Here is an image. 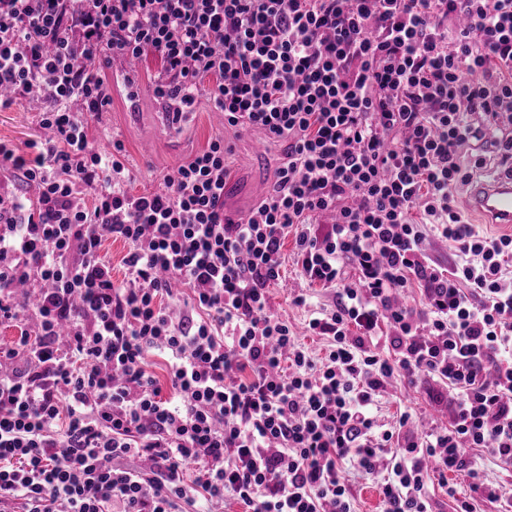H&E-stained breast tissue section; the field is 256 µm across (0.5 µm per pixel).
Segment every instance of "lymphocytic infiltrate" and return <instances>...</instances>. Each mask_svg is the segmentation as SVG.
I'll list each match as a JSON object with an SVG mask.
<instances>
[{
  "instance_id": "f902f5d3",
  "label": "lymphocytic infiltrate",
  "mask_w": 512,
  "mask_h": 512,
  "mask_svg": "<svg viewBox=\"0 0 512 512\" xmlns=\"http://www.w3.org/2000/svg\"><path fill=\"white\" fill-rule=\"evenodd\" d=\"M117 58L157 62L171 123L206 95L286 144L244 220L224 211L220 136L162 190H127L122 144L89 137ZM0 88L49 132L31 158L0 143L19 184L0 186V323L20 328L0 346V512H353L352 471L383 473L386 512H431L433 458L472 480L453 512H512L475 466L512 469V235L454 203L512 173V0H0ZM107 235L129 245L119 284ZM290 236L300 276L338 295L308 321L318 362L267 313ZM419 373L453 391L451 425L383 428L378 396ZM428 254L439 267L447 269L449 264L459 259L455 252L448 246V242L434 236L429 238Z\"/></svg>"
}]
</instances>
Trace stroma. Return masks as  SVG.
Returning <instances> with one entry per match:
<instances>
[{"instance_id": "1", "label": "stroma", "mask_w": 512, "mask_h": 512, "mask_svg": "<svg viewBox=\"0 0 512 512\" xmlns=\"http://www.w3.org/2000/svg\"><path fill=\"white\" fill-rule=\"evenodd\" d=\"M151 70L137 67V96H127L122 88L112 90V108L92 122L91 138L99 149H111L121 141L131 181V192L141 194L159 189L162 177L176 165L189 160L208 141L223 136L227 148L225 161L232 172L226 186L225 211L233 218L245 217L269 190L276 168L285 157L284 145L269 140L258 130H238L225 126L214 112L209 99H201L193 112L186 115L179 128H172L164 115V106L152 92ZM42 136L39 115L33 106L18 104L0 108V139L19 148L38 141ZM295 240L287 238L281 250L282 276L269 287V308L275 317L287 321L292 333L314 357H322L326 342L312 335L307 324L313 310L333 306V291L311 285L301 279L295 265ZM307 294V304L295 301ZM451 396L441 382L425 375L409 380L397 379L387 386L375 408L379 424L393 426L401 412L408 411L421 428L448 424Z\"/></svg>"}]
</instances>
